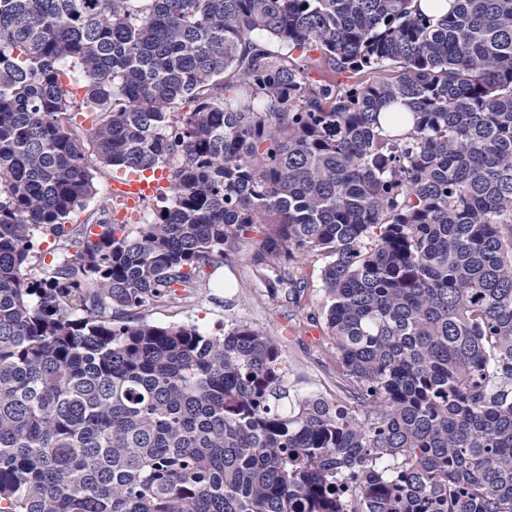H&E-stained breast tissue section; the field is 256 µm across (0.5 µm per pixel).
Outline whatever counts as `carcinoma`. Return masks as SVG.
Wrapping results in <instances>:
<instances>
[{"label": "carcinoma", "mask_w": 512, "mask_h": 512, "mask_svg": "<svg viewBox=\"0 0 512 512\" xmlns=\"http://www.w3.org/2000/svg\"><path fill=\"white\" fill-rule=\"evenodd\" d=\"M242 244L344 400L126 314ZM0 512H512V0H0ZM115 173L104 169L95 172V185L97 195L91 199L84 210H77L70 217L72 224H81L87 218L88 213L96 208L99 202L109 193L112 181V199L117 209L123 215H134L141 203L161 194L167 184V171L163 168H151L137 175L131 181H121L111 178Z\"/></svg>", "instance_id": "carcinoma-1"}]
</instances>
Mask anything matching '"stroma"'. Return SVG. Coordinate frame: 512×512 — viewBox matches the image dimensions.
<instances>
[{"mask_svg":"<svg viewBox=\"0 0 512 512\" xmlns=\"http://www.w3.org/2000/svg\"><path fill=\"white\" fill-rule=\"evenodd\" d=\"M322 265V260L312 257L304 262L310 288L305 309L298 312L284 297L267 296L243 245L223 262L207 268L206 285L194 299L176 307H151L142 315L159 325L190 323L206 334L222 332L231 322L261 327L279 347L292 394L320 393L334 399L339 395L336 363L326 352L327 336L320 317L325 300Z\"/></svg>","mask_w":512,"mask_h":512,"instance_id":"1","label":"stroma"}]
</instances>
